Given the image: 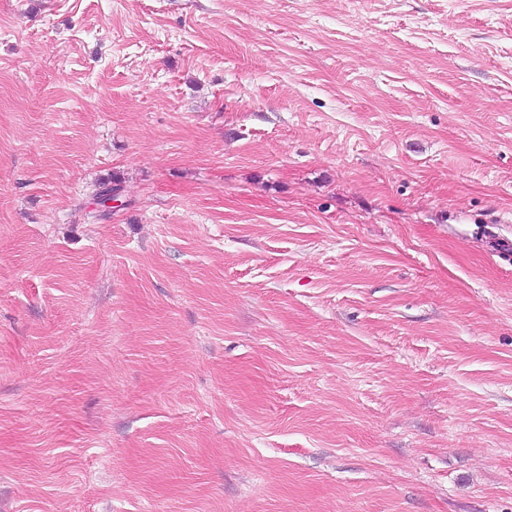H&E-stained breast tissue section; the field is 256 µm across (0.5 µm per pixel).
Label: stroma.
Segmentation results:
<instances>
[{
    "instance_id": "1",
    "label": "stroma",
    "mask_w": 512,
    "mask_h": 512,
    "mask_svg": "<svg viewBox=\"0 0 512 512\" xmlns=\"http://www.w3.org/2000/svg\"><path fill=\"white\" fill-rule=\"evenodd\" d=\"M496 237L512 0H0V512H512Z\"/></svg>"
}]
</instances>
